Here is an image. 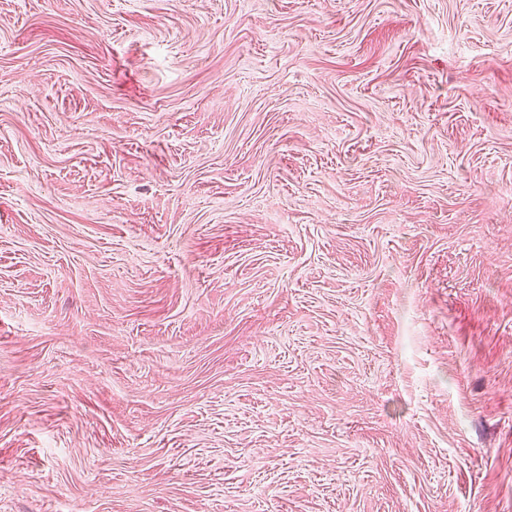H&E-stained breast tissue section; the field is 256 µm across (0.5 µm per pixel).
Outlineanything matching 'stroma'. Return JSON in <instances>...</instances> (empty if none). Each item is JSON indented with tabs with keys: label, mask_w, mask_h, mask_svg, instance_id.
I'll return each mask as SVG.
<instances>
[{
	"label": "stroma",
	"mask_w": 512,
	"mask_h": 512,
	"mask_svg": "<svg viewBox=\"0 0 512 512\" xmlns=\"http://www.w3.org/2000/svg\"><path fill=\"white\" fill-rule=\"evenodd\" d=\"M0 512H512V0H0Z\"/></svg>",
	"instance_id": "obj_1"
}]
</instances>
